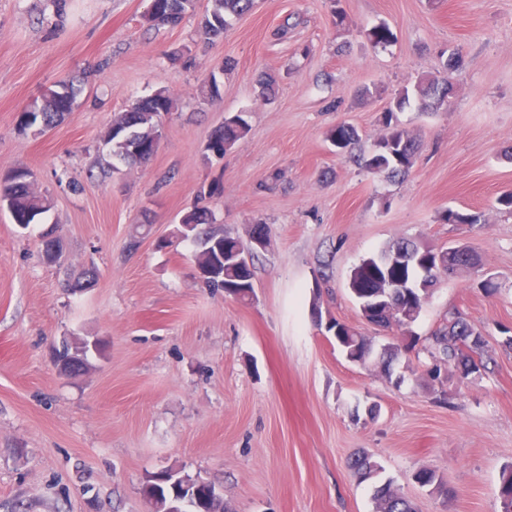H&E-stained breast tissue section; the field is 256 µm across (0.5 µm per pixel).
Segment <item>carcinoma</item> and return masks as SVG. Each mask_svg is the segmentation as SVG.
I'll return each mask as SVG.
<instances>
[{
    "label": "carcinoma",
    "mask_w": 512,
    "mask_h": 512,
    "mask_svg": "<svg viewBox=\"0 0 512 512\" xmlns=\"http://www.w3.org/2000/svg\"><path fill=\"white\" fill-rule=\"evenodd\" d=\"M192 0H154L152 7L143 15L151 26L178 24ZM255 0H210L209 13L203 22V33L216 36L228 25L229 17H241L254 8ZM461 63L460 57L451 55L445 65L446 75L441 78L421 79L414 88L402 89L393 99V103L382 117L384 133L375 141L373 151L367 156H356L360 135L356 128L340 123L329 131V139L336 148L349 155V159L372 173L387 172L393 176L405 175L413 166L419 149V141L409 131L397 124L395 113L402 111L410 103V97H416L424 109L436 112L448 108V93L451 92L449 73ZM63 92L76 103L77 90L61 81L48 89L33 117L25 112L21 117V126L29 128L34 121L51 128L59 123L65 113L59 112L55 105V95ZM172 109V100L166 91L160 89L136 100L130 108L114 116L112 126L120 130V135L110 141L112 157L134 166L145 163L155 155L158 148L153 146L157 120L162 113ZM248 122L243 114L228 115L224 123L209 136L212 144L222 153L234 147L248 133ZM32 174L24 168H17L0 179V197L7 202L3 206L14 223L26 228L36 219L50 210L48 198L35 192L31 187ZM448 224H479L481 216L455 209H448L442 216ZM183 223L193 225L192 234L200 246L196 263L201 267L218 264L215 276L206 280L212 288L233 291L239 300L245 301L254 292L253 268L237 262L236 253L241 241L224 233L213 224L211 213L204 208L194 207L183 216ZM444 249L413 241L397 240L383 248L378 256L369 258L358 266L351 277V290L358 304L366 309L367 320L382 328H396L402 333L420 317L424 305L432 295L433 286L441 274L452 275L480 265L478 251L466 244L460 250L448 256V266L439 270L430 262ZM329 331L333 332L336 345L346 359L357 365L375 366L387 378L393 377L392 366L407 352L408 345L397 342L375 348L372 339L357 329L331 317ZM483 336L459 310L446 314L436 329L428 337L423 348L422 368L434 362L453 367L460 381L476 380L490 370L496 362L495 350L488 346L487 340L470 347L476 353L479 362L471 365V357L463 352L462 346L471 337ZM63 351L75 353V356L63 363L60 373L76 376L86 365L89 345L83 339L64 341ZM395 378V377H393ZM401 383V377L395 378ZM348 469L361 481L374 484L373 512H414L412 501L389 479H382V465L372 455L358 451L347 460ZM414 482L423 488L440 495H448V487L443 477L433 469L423 468L413 474ZM143 493L154 497L156 512H234L230 502L217 491L212 482L192 480V486L186 488L180 481L171 480L161 484L156 490L144 487ZM500 512H512V467L503 470L499 486Z\"/></svg>",
    "instance_id": "1"
}]
</instances>
